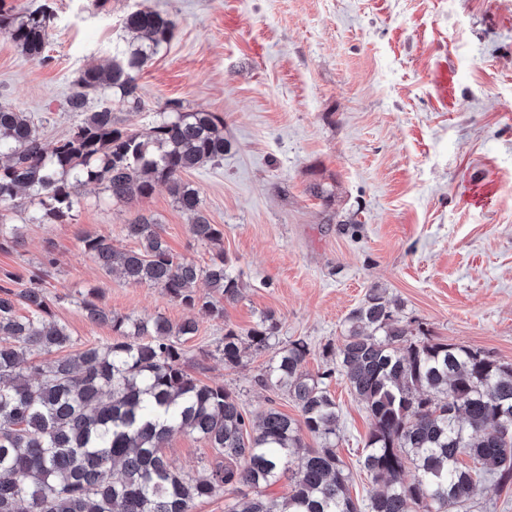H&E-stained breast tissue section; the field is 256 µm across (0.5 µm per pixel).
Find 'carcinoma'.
Returning a JSON list of instances; mask_svg holds the SVG:
<instances>
[{"mask_svg":"<svg viewBox=\"0 0 512 512\" xmlns=\"http://www.w3.org/2000/svg\"><path fill=\"white\" fill-rule=\"evenodd\" d=\"M52 18L47 7L17 12L0 5V34L41 61ZM172 27L154 10L127 15L133 40L107 67L80 74L70 110L84 112L87 91L98 88L139 106L137 75ZM227 148L217 115L170 104L145 132L123 127L103 107L48 151L31 116L1 103L0 204L24 191L35 208L32 221L62 222L81 186L102 185L112 201L126 204L163 183L190 215L191 235L217 246L223 231L181 174L224 159ZM125 232L138 248L118 251L97 235L83 238L82 251L105 274L118 271L210 316L222 313L214 296H239L224 249L200 266L172 253L151 216H138ZM201 279L212 295L194 291ZM15 284L14 275L0 273V512H193L197 501L242 487L251 493L232 498L226 512H409L411 504L416 512H452L480 478L499 488L512 483V365L423 331L415 338L379 288L348 314L342 343L327 351L371 417L359 464L384 489L361 506L336 452L341 411L325 383L331 372L309 374L308 343L279 345L274 318L224 330V365L238 366L247 349L269 353L259 382L287 392L297 418L274 407L250 413L232 392L196 379L182 347L196 335V321L174 324L158 315L128 326L94 288L82 311L93 323L112 324L117 339L32 364V353L50 355L74 340L53 319L42 273L18 290ZM18 304L28 315H16ZM175 432L205 441L215 461L193 474L175 471L163 453ZM305 434L317 447H304ZM462 455L481 468L462 465ZM409 464L415 473L407 480ZM283 479L288 496H271L268 489Z\"/></svg>","mask_w":512,"mask_h":512,"instance_id":"carcinoma-1","label":"carcinoma"}]
</instances>
